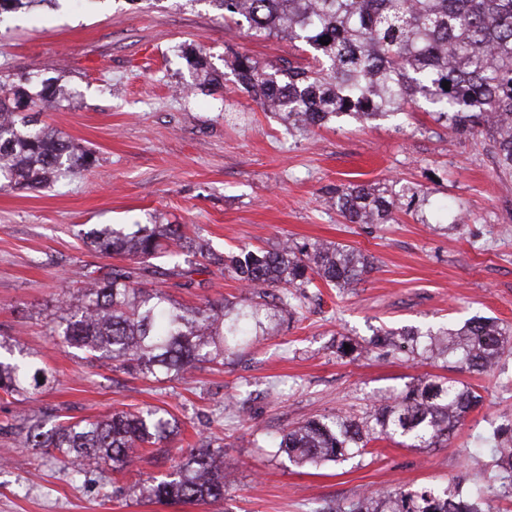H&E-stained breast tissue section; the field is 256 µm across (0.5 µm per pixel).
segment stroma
Instances as JSON below:
<instances>
[{"label":"stroma","mask_w":512,"mask_h":512,"mask_svg":"<svg viewBox=\"0 0 512 512\" xmlns=\"http://www.w3.org/2000/svg\"><path fill=\"white\" fill-rule=\"evenodd\" d=\"M194 53L206 58L212 84L188 67ZM238 54L277 67L309 57L287 39L249 35L247 24L225 27L211 0H49L0 14V74L55 77L71 89L40 121L95 155L54 188L0 191V338L58 373L35 401L0 392V512H314L399 484L445 487L467 475V450L512 418V356L477 374L401 351H336L382 328L512 323V177L499 175L487 140L414 107L397 119L290 132L238 85ZM394 181L428 192V202L389 224L344 223L330 203L337 185ZM166 223L221 251L283 239L346 244L373 267L355 287L308 289L289 326L184 379H147L58 346L49 317L62 297H77L79 273L100 276L122 262L86 247L80 230ZM191 279L165 288L185 305L247 294L217 269ZM431 376L483 397L437 447L377 441L368 456L311 467L270 446L298 423L362 415L375 396ZM146 406L176 419L174 440L76 486L52 457L19 447L13 431L53 411L81 419ZM215 438L233 464L223 502L141 497L138 483L165 478ZM112 482L124 494L102 498L100 485Z\"/></svg>","instance_id":"35a3bbf8"}]
</instances>
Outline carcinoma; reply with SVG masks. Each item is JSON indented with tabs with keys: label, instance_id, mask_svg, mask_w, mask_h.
Returning a JSON list of instances; mask_svg holds the SVG:
<instances>
[{
	"label": "carcinoma",
	"instance_id": "carcinoma-1",
	"mask_svg": "<svg viewBox=\"0 0 512 512\" xmlns=\"http://www.w3.org/2000/svg\"><path fill=\"white\" fill-rule=\"evenodd\" d=\"M224 21L245 19L252 36L282 35L313 50L307 64L262 67L247 55L234 60L237 82L260 104L270 102L298 132L332 117L368 121L396 117L405 105L423 102L438 122L454 132L476 131L490 142L499 172L512 176V0H210ZM326 38L327 44L319 43ZM449 82L444 89L442 82ZM69 91L55 78L29 85L0 83V190L14 186L41 189L66 171L87 169L94 154L63 133L37 124L36 109L61 106ZM420 190L350 183L336 187L332 204L350 224H388L395 211L412 207ZM84 243L125 257L93 278L77 304L61 300L50 320V335L65 347L95 360L157 380L180 377L199 364H222L260 337L293 318L306 290L319 279L350 288L369 272L360 250L341 244L288 241L268 250L240 248L215 252L188 236L183 224H94L81 232ZM176 246L201 256L251 289L238 301H206L187 306L159 284V276L185 278L189 271L174 260L155 263ZM385 331L367 349L398 347L412 358L449 360L484 372L512 354V324L474 319L461 327L424 333ZM57 380L36 357L0 340V391L34 399ZM482 401L461 382L424 378L385 395L360 419L323 415L282 433L278 451L297 465L342 463L369 453L381 440L407 448H435ZM36 421L16 433L26 448L59 454L57 461L79 481L86 465L112 471L128 467L144 444L169 443L179 433L165 410L115 412L102 419ZM492 448H474L467 461L483 481L459 477L443 489L398 486L367 492L334 512H492V504L512 499V419L487 437ZM224 447L193 448L164 480L142 486L161 503H216L224 499Z\"/></svg>",
	"mask_w": 512,
	"mask_h": 512
}]
</instances>
